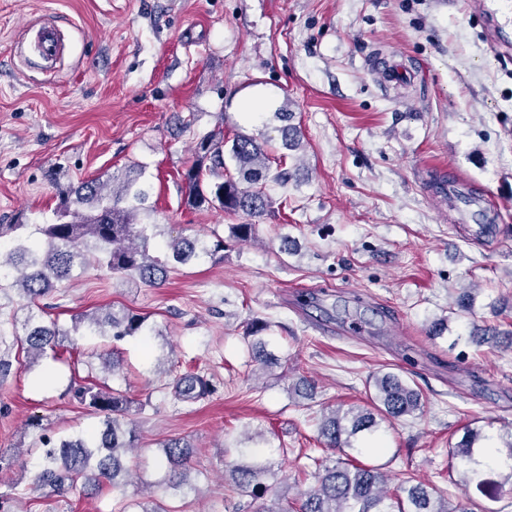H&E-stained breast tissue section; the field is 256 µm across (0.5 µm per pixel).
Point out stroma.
<instances>
[{
    "mask_svg": "<svg viewBox=\"0 0 512 512\" xmlns=\"http://www.w3.org/2000/svg\"><path fill=\"white\" fill-rule=\"evenodd\" d=\"M498 0H0V224H51L69 186L106 180L139 163L150 188L146 222L154 241L218 232L223 259L179 267L160 287L88 267L41 299L46 320L67 328L104 307L146 315L154 332L120 341L118 375L87 364L80 337L62 359L26 367L18 346L0 381V448L24 455L0 473L12 512H114L139 503L164 475V440L195 453L197 488L169 498L176 512H257L260 501L225 488L224 447L258 450L289 496L313 485L302 472L317 447L324 407L366 404L373 374L413 381L422 414L383 425L381 451L361 454L400 480L413 472L455 507L512 512V489L495 499L464 490L449 453L466 428L505 447L512 425V348L452 345L473 326L512 331V27ZM47 23L64 52L47 64L22 44ZM401 64V85L375 71ZM294 112L303 147L285 164L287 183L269 186L272 204L256 241L232 227L244 214L195 210L182 174L193 148L214 129L268 141L282 154L279 109ZM458 179L489 194L500 218L479 239L428 177ZM289 250H282V241ZM472 289L474 314L454 315ZM447 317L442 337L429 334ZM269 323L280 366L264 380L248 351V325ZM172 354L177 372L213 375L217 392L187 404L155 371ZM93 376L146 401L137 415L136 474L124 490L103 486L60 499L34 488L38 450L30 416L56 435L95 427L70 403L71 376ZM315 380L303 405L289 392Z\"/></svg>",
    "mask_w": 512,
    "mask_h": 512,
    "instance_id": "stroma-1",
    "label": "stroma"
}]
</instances>
